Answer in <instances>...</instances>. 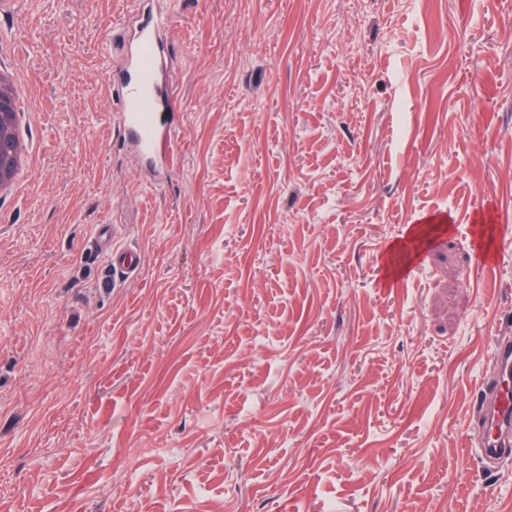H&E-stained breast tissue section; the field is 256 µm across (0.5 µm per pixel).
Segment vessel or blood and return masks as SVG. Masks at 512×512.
I'll list each match as a JSON object with an SVG mask.
<instances>
[{"instance_id": "1", "label": "vessel or blood", "mask_w": 512, "mask_h": 512, "mask_svg": "<svg viewBox=\"0 0 512 512\" xmlns=\"http://www.w3.org/2000/svg\"><path fill=\"white\" fill-rule=\"evenodd\" d=\"M161 20L144 15L133 33L123 34L124 65L120 71L105 69L104 76L119 102V136L136 154L147 160L156 176L174 169L178 162V130L175 119L177 92L165 72L171 54L162 43ZM93 248L103 263L100 289L112 286L116 274H129L139 267L136 251L118 245L108 223L98 224ZM496 376L482 381L477 399L482 422V457L502 459L506 440L512 439V339H498L493 348Z\"/></svg>"}]
</instances>
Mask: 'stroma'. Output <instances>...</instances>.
I'll return each mask as SVG.
<instances>
[{
    "label": "stroma",
    "instance_id": "1",
    "mask_svg": "<svg viewBox=\"0 0 512 512\" xmlns=\"http://www.w3.org/2000/svg\"><path fill=\"white\" fill-rule=\"evenodd\" d=\"M152 7L158 184L103 80L140 0L0 13L32 111L0 197V512H512L476 418L512 337V0ZM104 221L141 258L108 292ZM5 161L8 163L11 169V177L6 182H1L0 191L1 194H14L17 191V188L28 172V166L26 164V159L23 155L18 156L13 153H10L7 157H5L4 150L2 144L0 145V163L1 168L3 167Z\"/></svg>",
    "mask_w": 512,
    "mask_h": 512
}]
</instances>
